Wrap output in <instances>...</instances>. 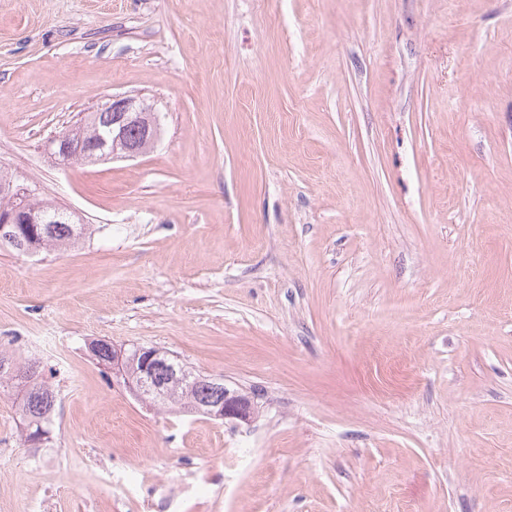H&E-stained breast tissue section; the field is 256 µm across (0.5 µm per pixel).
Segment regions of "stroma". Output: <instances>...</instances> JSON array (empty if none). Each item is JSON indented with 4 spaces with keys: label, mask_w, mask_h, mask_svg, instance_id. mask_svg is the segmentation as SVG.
Instances as JSON below:
<instances>
[{
    "label": "stroma",
    "mask_w": 512,
    "mask_h": 512,
    "mask_svg": "<svg viewBox=\"0 0 512 512\" xmlns=\"http://www.w3.org/2000/svg\"><path fill=\"white\" fill-rule=\"evenodd\" d=\"M155 149L62 167L115 95ZM0 171L76 211L0 248V512H512V0H0ZM259 395L154 406L88 345ZM7 359L8 366H12L13 371H5L6 362H2L0 367V392H4L5 388L15 384H20L23 379L35 380L33 389L27 392L26 396L18 404V412L23 421L24 430L30 431V444L36 445L44 442L45 435L38 433L40 430L49 433L47 425L50 421L51 413L55 406V394L50 386L43 380H38L39 371L35 366L37 361H28L25 363H17L11 357L0 352V360ZM34 433V434H33ZM37 433V434H35Z\"/></svg>",
    "instance_id": "obj_1"
}]
</instances>
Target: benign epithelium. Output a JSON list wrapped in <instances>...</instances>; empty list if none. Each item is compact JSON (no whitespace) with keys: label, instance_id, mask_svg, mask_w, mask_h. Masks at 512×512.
Instances as JSON below:
<instances>
[{"label":"benign epithelium","instance_id":"benign-epithelium-1","mask_svg":"<svg viewBox=\"0 0 512 512\" xmlns=\"http://www.w3.org/2000/svg\"><path fill=\"white\" fill-rule=\"evenodd\" d=\"M136 130L140 136L129 138V131ZM159 118L144 99L134 95L114 96L101 104L93 115L62 132L45 143V151L56 163L69 166L78 159L82 164L99 161L132 160L155 147L160 140ZM0 197L9 205L0 209V242L11 244L33 253L39 241L47 237L50 224H73L75 215L56 210L49 217L31 205L36 197L35 189L19 183L11 176L0 177ZM141 356L142 370L153 374L167 365L160 358V350L154 347H137ZM128 351L112 349V373L125 380L130 392L140 398H150L153 392L138 381L125 377ZM207 414L234 423H248L256 413L254 397L248 393L224 388V398L205 404Z\"/></svg>","mask_w":512,"mask_h":512}]
</instances>
